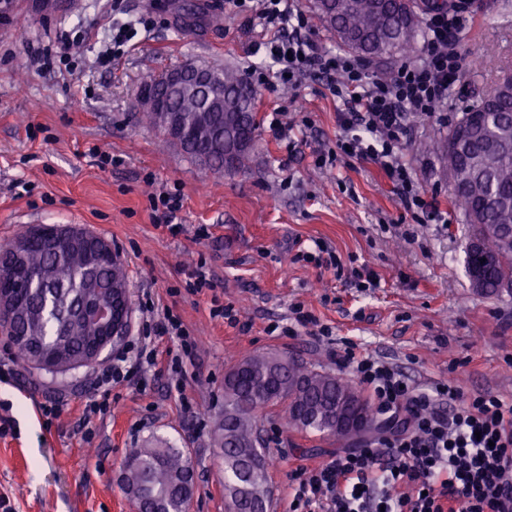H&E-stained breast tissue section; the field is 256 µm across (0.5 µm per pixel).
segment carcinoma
Here are the masks:
<instances>
[{
  "label": "carcinoma",
  "mask_w": 512,
  "mask_h": 512,
  "mask_svg": "<svg viewBox=\"0 0 512 512\" xmlns=\"http://www.w3.org/2000/svg\"><path fill=\"white\" fill-rule=\"evenodd\" d=\"M322 25L338 44L380 66L408 49L420 28L415 0H313ZM224 93V123L204 111L207 93L190 88L170 106L181 116L188 146L182 153L210 170H243L257 141L256 90L230 68L205 66ZM476 132L466 156L451 149V139ZM443 156L453 172L452 199L469 224L466 271L482 296L512 293V95L487 104L477 94L450 129ZM128 287L125 265H92L86 255L65 247L41 246L26 256L17 312L0 324L17 360L28 365L57 349L81 356L98 336L82 316L90 303L114 288ZM285 405V423L302 432L336 435V414H369L366 398L351 383L330 373L284 361L280 354L249 355L225 374L224 414L213 442L224 458V491L235 512H266V455L255 432L258 412ZM126 492L149 495L136 500L142 512H185L193 493V470L183 450L161 441L131 451L123 467Z\"/></svg>",
  "instance_id": "1"
}]
</instances>
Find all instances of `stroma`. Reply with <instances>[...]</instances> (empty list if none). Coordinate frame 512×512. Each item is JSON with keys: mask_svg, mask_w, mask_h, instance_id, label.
Listing matches in <instances>:
<instances>
[{"mask_svg": "<svg viewBox=\"0 0 512 512\" xmlns=\"http://www.w3.org/2000/svg\"><path fill=\"white\" fill-rule=\"evenodd\" d=\"M150 14L109 66L97 60L116 23ZM82 37L68 49L72 66H37L31 51L54 48L59 32ZM257 35L224 0H13L0 21V245L34 224H76L118 247L133 308L132 344L141 334L143 290L171 307L200 340L189 369L186 399L170 393L153 371L114 386L106 412L84 422L95 395L92 369L52 378L27 366L0 381V500L11 512H136L122 485L132 449L160 438L182 448L194 469L188 512H225L224 461L213 428L224 412V375L244 357L285 353L331 374V353L349 339L385 357L409 383L428 388L450 380L464 393L512 397V295L483 297L465 268L469 228L452 204L453 178L443 160L449 130L473 91L485 92L512 73V0H474L459 34L466 59L448 95L443 119L414 121L403 156L427 194L447 212L444 224L406 218L388 179L370 162L338 155L344 133L341 105L322 81L289 85L271 79L255 101L259 140L239 173L203 170L141 121L136 95L176 65L205 62L246 70ZM287 138L270 129L273 117ZM97 148L122 157L106 170L90 162ZM337 155L321 166L317 157ZM178 185L183 233L157 225L150 198ZM206 226L208 237L195 235ZM332 248L350 270L336 279L301 261L315 245ZM216 288L185 289L198 262ZM370 270L377 288L355 286L354 271ZM302 303L332 341L314 327H291V306ZM233 310L236 324L213 316L214 304ZM51 396L66 407L46 421ZM269 462V512H288L297 462L316 465L330 453L360 444L302 433L284 425L280 408L260 421Z\"/></svg>", "mask_w": 512, "mask_h": 512, "instance_id": "1", "label": "stroma"}]
</instances>
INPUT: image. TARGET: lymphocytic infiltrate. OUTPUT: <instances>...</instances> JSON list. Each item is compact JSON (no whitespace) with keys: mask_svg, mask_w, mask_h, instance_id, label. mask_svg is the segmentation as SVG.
Returning a JSON list of instances; mask_svg holds the SVG:
<instances>
[{"mask_svg":"<svg viewBox=\"0 0 512 512\" xmlns=\"http://www.w3.org/2000/svg\"><path fill=\"white\" fill-rule=\"evenodd\" d=\"M259 28V44L280 80L298 84L310 76L328 81L342 104L338 121L348 157L374 164L391 182L405 214L441 220L415 171L403 160L410 121L434 116L464 66L458 36L472 0H449L428 11L421 57L384 75L369 73L360 58L318 46L296 0H224ZM143 334L135 353L119 352L98 370V388L128 381L133 372H166L184 393L189 365L200 342L171 308L143 305ZM176 340L178 352L159 358L153 336ZM336 360L368 392L380 425L361 447L298 465L290 512H512V399L464 394L446 381L427 389L408 385L404 374L353 342Z\"/></svg>","mask_w":512,"mask_h":512,"instance_id":"obj_1","label":"lymphocytic infiltrate"}]
</instances>
